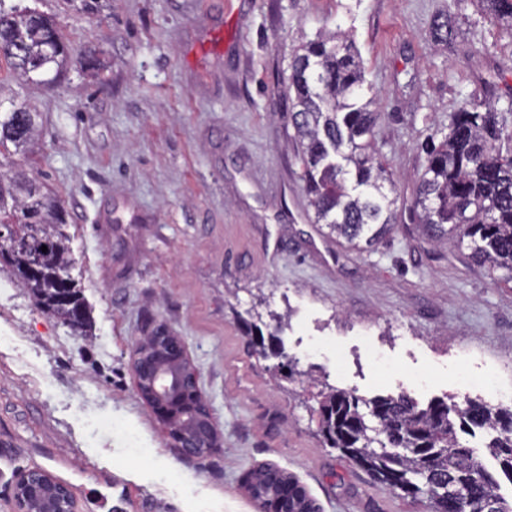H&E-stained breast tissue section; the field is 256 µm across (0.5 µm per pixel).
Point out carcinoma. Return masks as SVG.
Listing matches in <instances>:
<instances>
[{
  "mask_svg": "<svg viewBox=\"0 0 512 512\" xmlns=\"http://www.w3.org/2000/svg\"><path fill=\"white\" fill-rule=\"evenodd\" d=\"M493 19L512 31V0H481ZM435 39L454 43L456 18L448 10L433 23ZM10 52L0 56L8 68L37 85H49L67 62L64 38L47 16L0 0V41ZM366 71L345 34L327 32L302 46L289 65L294 140L303 166L301 179L315 222L360 251L397 229L398 195L387 163L374 147L377 113L364 99ZM470 100L449 117L443 141L427 152L426 164L410 205L411 222L431 240L450 236L466 244L470 259L495 279L512 282V91L508 107L498 108L495 84L480 80ZM36 113L21 103L0 114V156L26 152L37 135ZM66 214L34 180L0 171V230L28 249L14 251L0 264L9 268L43 311L67 321L87 307L70 271L75 264L64 231ZM47 247L41 278L28 271V256ZM64 275L73 300L56 299L54 280ZM276 371L288 379L306 376L297 362L280 354ZM318 433L372 475L384 489L417 499L426 494L429 512H448L456 499L466 512H512L500 493L499 475L512 481V409L466 398L443 399L422 408L409 394L366 401L329 387L316 394ZM371 407V420L360 406ZM496 433L487 448L493 470L461 441L459 433ZM302 495L306 512L316 507L305 488L288 478V499Z\"/></svg>",
  "mask_w": 512,
  "mask_h": 512,
  "instance_id": "1",
  "label": "carcinoma"
}]
</instances>
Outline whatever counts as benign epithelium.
I'll return each instance as SVG.
<instances>
[{"instance_id":"obj_1","label":"benign epithelium","mask_w":512,"mask_h":512,"mask_svg":"<svg viewBox=\"0 0 512 512\" xmlns=\"http://www.w3.org/2000/svg\"><path fill=\"white\" fill-rule=\"evenodd\" d=\"M134 387L157 415L181 452L203 459L224 447V434L201 391L199 374L181 337L157 324L131 348ZM246 490L261 512H291L288 474L263 467L246 480ZM15 512H78L67 484L42 468L18 474L11 483Z\"/></svg>"}]
</instances>
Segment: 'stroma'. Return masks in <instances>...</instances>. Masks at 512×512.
<instances>
[{"label":"stroma","instance_id":"stroma-1","mask_svg":"<svg viewBox=\"0 0 512 512\" xmlns=\"http://www.w3.org/2000/svg\"><path fill=\"white\" fill-rule=\"evenodd\" d=\"M22 3L62 30L68 62L49 88L0 69V107L28 104L41 131L0 163L38 170L66 212L90 324L73 332L0 271V512L30 467L79 512H260L244 483L267 463L322 512H427L324 446L316 387L275 376L242 323L279 322L300 372L366 399H479L491 367L512 388V282L412 225L359 253L315 223L288 93L295 50L346 31L408 198L479 75L512 86V37L477 0H458L449 47L432 30L448 0ZM156 323L183 339L223 451L182 456L138 397L131 346Z\"/></svg>","mask_w":512,"mask_h":512}]
</instances>
